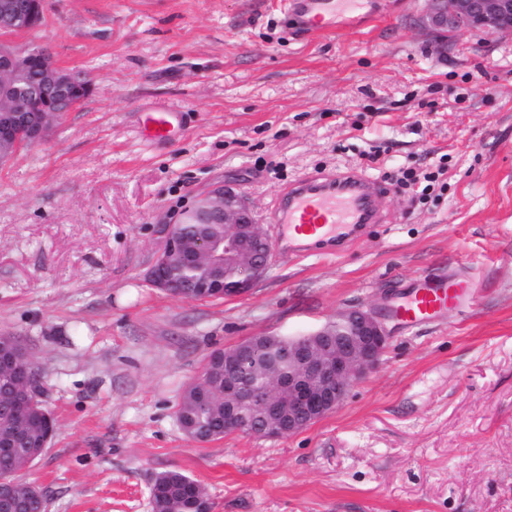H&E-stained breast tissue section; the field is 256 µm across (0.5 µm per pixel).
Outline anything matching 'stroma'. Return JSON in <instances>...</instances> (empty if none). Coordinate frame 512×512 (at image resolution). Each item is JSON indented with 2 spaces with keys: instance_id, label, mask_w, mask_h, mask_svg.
<instances>
[{
  "instance_id": "1",
  "label": "stroma",
  "mask_w": 512,
  "mask_h": 512,
  "mask_svg": "<svg viewBox=\"0 0 512 512\" xmlns=\"http://www.w3.org/2000/svg\"><path fill=\"white\" fill-rule=\"evenodd\" d=\"M425 6L375 0L380 20L305 35L286 0H45L44 25L18 35L93 82L0 165V334L45 375L56 434L27 478L48 512H152L168 470L212 512H512V37L462 30L438 50ZM158 107L186 128L152 145L139 126ZM438 165L424 203L388 192L383 223L343 253H272L245 294L182 300L147 280L163 225L215 186L274 239L269 211L298 179ZM443 277L472 279L471 300L394 321L379 368L307 429H180L213 350Z\"/></svg>"
}]
</instances>
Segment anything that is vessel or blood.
Instances as JSON below:
<instances>
[{"instance_id":"obj_1","label":"vessel or blood","mask_w":512,"mask_h":512,"mask_svg":"<svg viewBox=\"0 0 512 512\" xmlns=\"http://www.w3.org/2000/svg\"><path fill=\"white\" fill-rule=\"evenodd\" d=\"M361 4L362 0H290L289 9L301 31L318 33L335 30L337 15L356 12ZM176 120L172 111L146 113L141 133L152 142L167 141ZM384 191L381 183L355 170L310 175L279 192L270 221L282 228L286 255H337L367 225L382 223L376 201ZM470 286L466 279L425 283L406 296L396 316L408 324L434 321L457 307Z\"/></svg>"}]
</instances>
